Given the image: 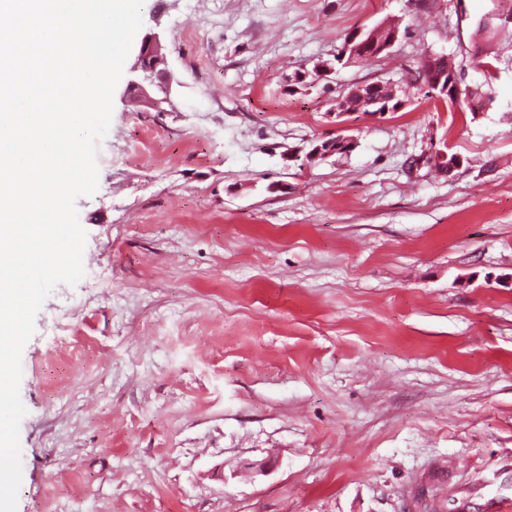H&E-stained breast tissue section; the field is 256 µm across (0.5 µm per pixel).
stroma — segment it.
Masks as SVG:
<instances>
[{
	"label": "stroma",
	"mask_w": 512,
	"mask_h": 512,
	"mask_svg": "<svg viewBox=\"0 0 512 512\" xmlns=\"http://www.w3.org/2000/svg\"><path fill=\"white\" fill-rule=\"evenodd\" d=\"M165 2L142 19L163 31L173 109L118 82L98 190L76 201L85 275L53 290L22 352L17 512L512 501V36L476 34L512 0ZM394 17L385 57L292 84ZM440 52L470 86L476 58L494 63L483 114L429 93L416 67ZM376 81L403 107L330 117ZM338 136L354 150L306 160ZM444 149L451 173L409 170ZM58 318L81 339L53 335Z\"/></svg>",
	"instance_id": "35a3bbf8"
}]
</instances>
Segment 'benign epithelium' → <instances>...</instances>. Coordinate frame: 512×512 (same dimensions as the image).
<instances>
[{
    "label": "benign epithelium",
    "instance_id": "benign-epithelium-1",
    "mask_svg": "<svg viewBox=\"0 0 512 512\" xmlns=\"http://www.w3.org/2000/svg\"><path fill=\"white\" fill-rule=\"evenodd\" d=\"M353 39L359 40V43L352 48L349 57L351 63L361 60V51L367 46L379 42L385 49L393 47L399 39V33L388 32L385 27L378 25L365 32L361 30L355 33ZM162 50L161 34L155 31L146 34L126 86V94L135 96L144 107L155 112H166L168 107L172 106L171 91L174 78L165 67ZM351 97L357 98L359 103L364 105V111L372 112L376 116L390 111L388 103L372 97V84L359 82L351 85L348 94L336 99V107L333 109L336 118L352 116L347 110V102Z\"/></svg>",
    "mask_w": 512,
    "mask_h": 512
}]
</instances>
